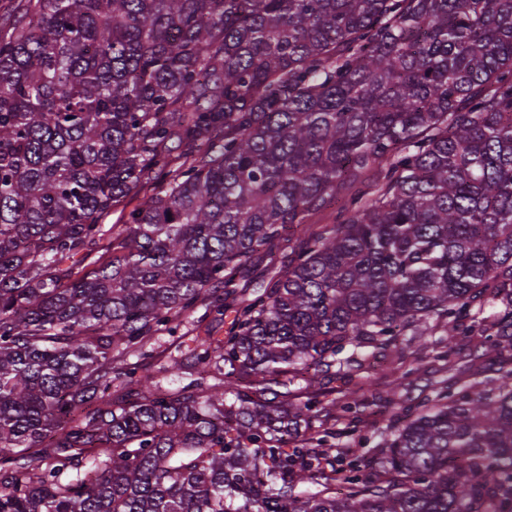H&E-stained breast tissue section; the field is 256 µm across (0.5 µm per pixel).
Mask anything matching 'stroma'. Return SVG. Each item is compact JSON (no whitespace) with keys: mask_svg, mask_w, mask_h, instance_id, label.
<instances>
[{"mask_svg":"<svg viewBox=\"0 0 512 512\" xmlns=\"http://www.w3.org/2000/svg\"><path fill=\"white\" fill-rule=\"evenodd\" d=\"M300 239V233L288 231L272 253L253 256L239 273L240 289L251 293L268 282L271 275L282 271V258L296 249ZM441 338L440 325L430 321L420 325L417 337L410 344L386 350L365 349L358 371L320 376L317 389L324 399L347 398L359 402L355 432L345 433L346 423L337 417L326 419L325 428L339 432L341 445L357 446L363 439H376L379 428L399 424L406 409L430 394L443 379L452 376L465 385L497 382L500 362L491 361L486 355L483 337H457L453 364L448 370L433 359V350ZM407 364L416 366L417 372L404 387H396L395 380Z\"/></svg>","mask_w":512,"mask_h":512,"instance_id":"stroma-1","label":"stroma"}]
</instances>
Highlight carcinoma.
<instances>
[{"label":"carcinoma","instance_id":"obj_1","mask_svg":"<svg viewBox=\"0 0 512 512\" xmlns=\"http://www.w3.org/2000/svg\"><path fill=\"white\" fill-rule=\"evenodd\" d=\"M356 179L160 365L190 382L156 381L160 335L224 321L243 264ZM504 285L512 0H27L0 31V512H512V369L440 382L328 474L313 424L353 406L296 376L429 319L449 364L476 302L512 350ZM159 189L160 187L156 182L148 181L138 194H131L124 198L118 205L112 207V211L104 215L100 220V224H103L104 230L106 231L105 237L109 238L112 235V224H125L130 211L150 195L158 192ZM357 183H351L345 185L337 194L336 207L329 208L323 212L314 215L311 218V223L308 224L312 229L320 230L323 227H331L336 216V209L345 199H347L357 189Z\"/></svg>","mask_w":512,"mask_h":512}]
</instances>
